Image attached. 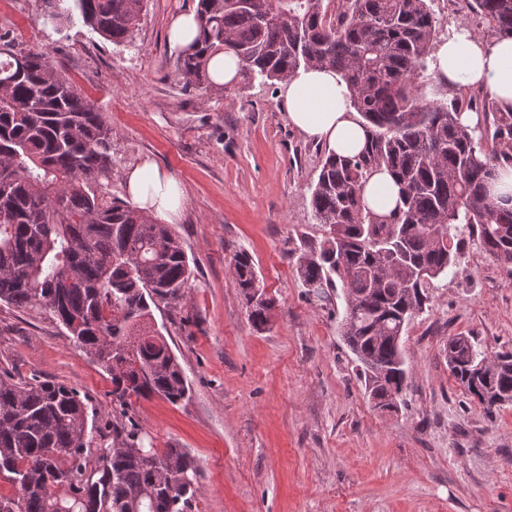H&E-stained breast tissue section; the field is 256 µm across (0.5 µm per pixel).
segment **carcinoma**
I'll use <instances>...</instances> for the list:
<instances>
[{
    "mask_svg": "<svg viewBox=\"0 0 512 512\" xmlns=\"http://www.w3.org/2000/svg\"><path fill=\"white\" fill-rule=\"evenodd\" d=\"M62 0H44L62 23ZM84 22L116 45L134 35L147 0H73ZM491 31L512 35V0H472ZM199 36L179 50L177 76L207 93V61L229 49L243 79L282 81L302 68L339 72L369 127L355 157L325 156L311 193L329 228L297 257L308 294L343 288L341 332L364 368L369 396L394 410L405 358L396 338L429 304L432 280L457 267L475 233L512 279V208L488 184L512 166V112L484 131L465 125L481 103L429 98L442 26L427 0H197ZM381 166L400 185L402 206L373 213L365 186ZM112 128L44 50L0 43V302L53 313L76 347L112 380V444L89 460L88 405L73 388L0 377V477L15 487L0 512H193L197 467L182 448L158 450L129 415L132 398L189 396L164 336L147 327L150 304L176 301L193 271L171 228L130 203L107 202ZM232 276L262 331L274 305L252 257L234 256ZM448 369L490 412L512 392V351L493 357L469 336L448 339Z\"/></svg>",
    "mask_w": 512,
    "mask_h": 512,
    "instance_id": "1",
    "label": "carcinoma"
}]
</instances>
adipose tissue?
Returning a JSON list of instances; mask_svg holds the SVG:
<instances>
[{"label": "adipose tissue", "instance_id": "obj_1", "mask_svg": "<svg viewBox=\"0 0 512 512\" xmlns=\"http://www.w3.org/2000/svg\"><path fill=\"white\" fill-rule=\"evenodd\" d=\"M437 74L448 86L458 83L486 87L502 111H512V37L482 42L465 30L453 32L440 46ZM288 120L327 153L352 157L368 142L365 127L349 102L343 77L331 69L310 68L282 82ZM131 201L148 215L172 224L184 208L177 179L156 164L143 162L126 174ZM368 207L380 215L400 206V187L388 169H380L366 185Z\"/></svg>", "mask_w": 512, "mask_h": 512}]
</instances>
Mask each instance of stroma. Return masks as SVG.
<instances>
[{
    "label": "stroma",
    "mask_w": 512,
    "mask_h": 512,
    "mask_svg": "<svg viewBox=\"0 0 512 512\" xmlns=\"http://www.w3.org/2000/svg\"><path fill=\"white\" fill-rule=\"evenodd\" d=\"M196 0H147L132 41L115 45L79 14L43 19V0H0V35L43 49L112 128L107 199L152 159L180 181L172 230L194 278L183 299L151 308L190 385L181 403L153 396L131 413L155 448L187 450L194 512H512V406L487 411L448 370L449 337L512 349V279L467 238L457 273L434 280L429 308L402 336L408 365L399 411L373 408L340 331L342 293L311 300L296 271L322 240L311 187L325 149L289 123L279 85L201 95L175 74L168 27ZM249 253L275 306L255 330L232 257ZM40 376L88 400L95 435L112 432V380L45 309L0 302V374Z\"/></svg>",
    "instance_id": "obj_1"
}]
</instances>
